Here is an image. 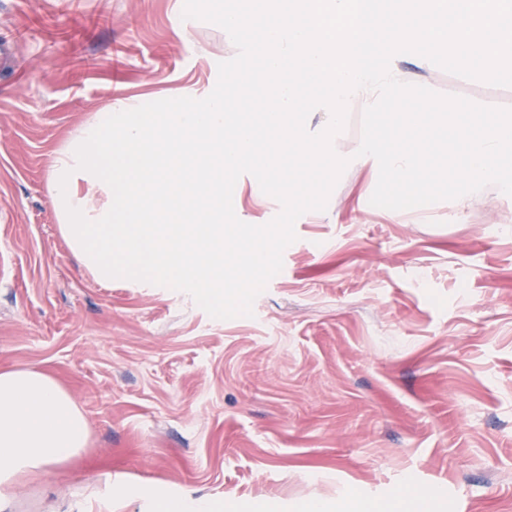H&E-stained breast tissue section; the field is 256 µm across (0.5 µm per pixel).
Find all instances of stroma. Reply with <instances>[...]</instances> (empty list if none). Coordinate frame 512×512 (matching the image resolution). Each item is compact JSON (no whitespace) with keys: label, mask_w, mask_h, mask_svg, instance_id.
<instances>
[{"label":"stroma","mask_w":512,"mask_h":512,"mask_svg":"<svg viewBox=\"0 0 512 512\" xmlns=\"http://www.w3.org/2000/svg\"><path fill=\"white\" fill-rule=\"evenodd\" d=\"M183 0H0V371L53 376L90 430L20 483L12 512H155L157 495L264 512H358L414 489L441 512H512V196L490 184L391 218L350 163L301 215L249 317L97 282L63 238L54 152L108 102L214 89L237 49ZM440 94L512 108V87L431 67ZM236 216L279 203L242 175Z\"/></svg>","instance_id":"35a3bbf8"}]
</instances>
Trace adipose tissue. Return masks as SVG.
<instances>
[{"mask_svg":"<svg viewBox=\"0 0 512 512\" xmlns=\"http://www.w3.org/2000/svg\"><path fill=\"white\" fill-rule=\"evenodd\" d=\"M88 440L83 414L52 376L0 372V512H12L10 488L76 457Z\"/></svg>","mask_w":512,"mask_h":512,"instance_id":"ef3b65f1","label":"adipose tissue"}]
</instances>
